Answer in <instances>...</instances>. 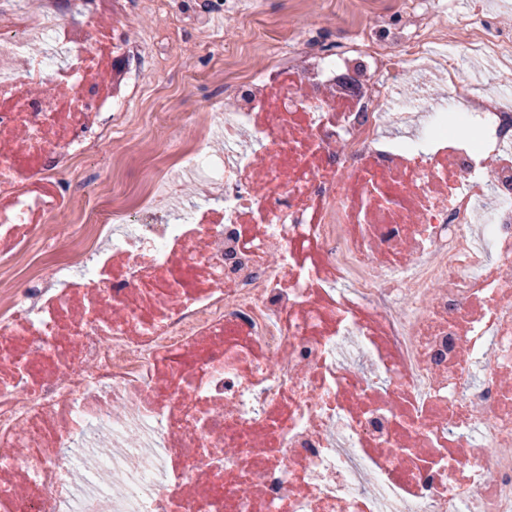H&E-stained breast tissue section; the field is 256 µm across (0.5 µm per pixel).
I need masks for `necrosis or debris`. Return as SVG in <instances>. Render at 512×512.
Instances as JSON below:
<instances>
[{"instance_id":"necrosis-or-debris-1","label":"necrosis or debris","mask_w":512,"mask_h":512,"mask_svg":"<svg viewBox=\"0 0 512 512\" xmlns=\"http://www.w3.org/2000/svg\"><path fill=\"white\" fill-rule=\"evenodd\" d=\"M126 5L0 0V512H512V98L457 52L512 57L484 0L267 37L177 128L136 109ZM134 125L161 173L77 204Z\"/></svg>"}]
</instances>
